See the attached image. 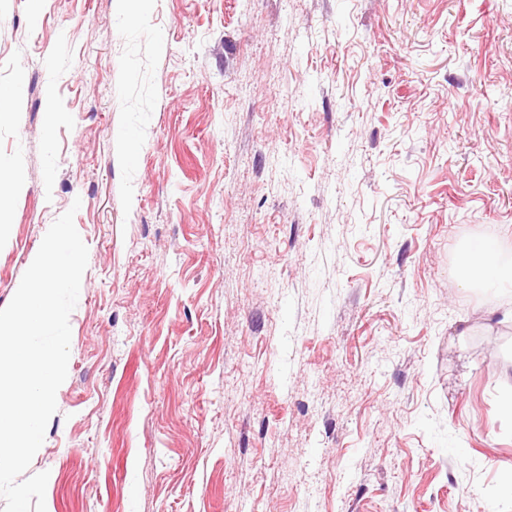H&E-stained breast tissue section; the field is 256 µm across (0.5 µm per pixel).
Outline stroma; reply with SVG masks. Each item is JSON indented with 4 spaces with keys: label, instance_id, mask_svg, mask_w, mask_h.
<instances>
[{
    "label": "stroma",
    "instance_id": "35a3bbf8",
    "mask_svg": "<svg viewBox=\"0 0 512 512\" xmlns=\"http://www.w3.org/2000/svg\"><path fill=\"white\" fill-rule=\"evenodd\" d=\"M0 91V309L88 248L46 512H512V0H0ZM464 279L489 288H512V253L502 252L494 238L472 242L460 264Z\"/></svg>",
    "mask_w": 512,
    "mask_h": 512
}]
</instances>
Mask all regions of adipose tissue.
I'll return each mask as SVG.
<instances>
[{
	"label": "adipose tissue",
	"instance_id": "obj_1",
	"mask_svg": "<svg viewBox=\"0 0 512 512\" xmlns=\"http://www.w3.org/2000/svg\"><path fill=\"white\" fill-rule=\"evenodd\" d=\"M464 279L489 288H512V253L502 252L496 239L472 242L460 264Z\"/></svg>",
	"mask_w": 512,
	"mask_h": 512
}]
</instances>
